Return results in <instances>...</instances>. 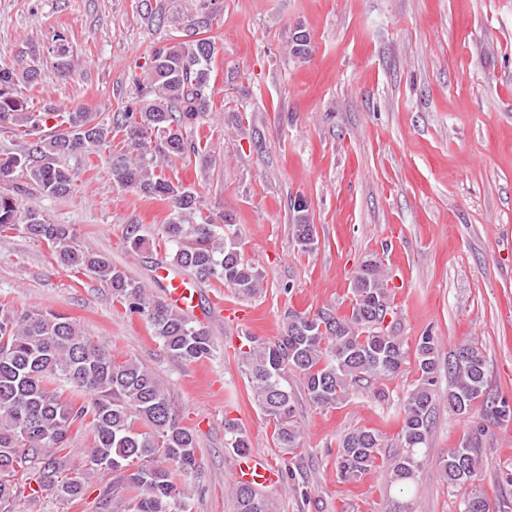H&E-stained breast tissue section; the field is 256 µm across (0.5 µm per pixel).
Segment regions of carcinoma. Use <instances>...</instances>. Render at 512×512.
I'll return each instance as SVG.
<instances>
[{
  "mask_svg": "<svg viewBox=\"0 0 512 512\" xmlns=\"http://www.w3.org/2000/svg\"><path fill=\"white\" fill-rule=\"evenodd\" d=\"M143 5L151 24L175 20L189 30L187 39L155 48L135 81L134 96L102 119L85 107L68 112L29 107L18 86L34 84L37 70L0 65V133L18 139L13 148L0 149V186L10 187L0 191V235L18 231L45 242L59 266L90 272L109 289L112 302L144 321L169 357L196 363L215 351L203 323L153 296L110 254L82 245L69 225L51 222L43 210L19 198L21 179L44 198L72 194L75 177L60 158L105 147L112 155L114 183L167 204L161 235L172 265L195 282L215 280L245 298L261 294L263 277L241 250L234 218L215 217L192 186L161 170L171 158L208 164L197 131L214 106L216 42L203 36L213 18L181 13L174 19L166 0H143ZM292 210V236L303 232L313 238L299 244L309 253L318 241L308 207L295 202ZM123 243L135 253L152 246L137 224L127 225ZM351 294L349 313L328 307L294 312L276 341L245 335L235 356L284 455L295 454L302 439L288 372L301 376L309 400L326 409L344 403L365 381L395 378L413 359L418 377L404 397L401 444L387 475L398 491L388 512H412L411 494L428 461L438 341L423 334L411 348L384 326L391 290L378 257L356 267ZM447 397L458 415H469L478 403L482 419L512 421V403L487 394V361L475 342L448 356ZM77 438L86 455L80 465ZM224 444L236 455L250 451L238 419H224ZM382 447V436L373 430L345 434L336 452L338 478L361 480L377 467ZM479 447L475 428L439 457L437 467L450 488L475 484L483 467ZM197 448L196 435L181 424L167 386L151 368L116 359L69 316L43 309L19 313L0 303V512H16L41 491L75 502L84 494L85 474L94 470L113 473L99 494L103 512H190L187 488L198 472ZM229 490L234 512H274L273 501L246 483ZM459 512H490V507L473 489L462 497Z\"/></svg>",
  "mask_w": 512,
  "mask_h": 512,
  "instance_id": "1",
  "label": "carcinoma"
}]
</instances>
